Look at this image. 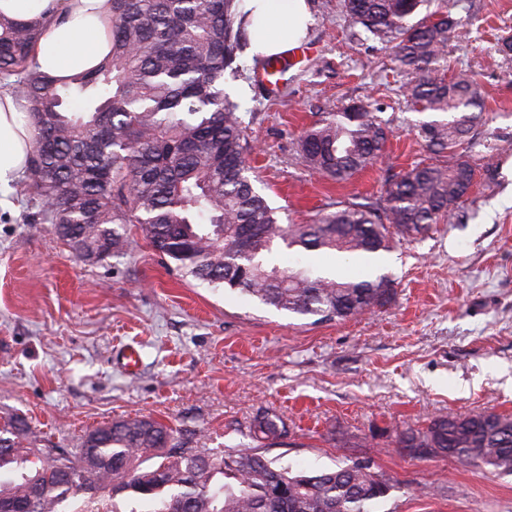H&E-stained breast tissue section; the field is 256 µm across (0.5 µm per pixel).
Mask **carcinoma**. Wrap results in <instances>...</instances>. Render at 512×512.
<instances>
[{"mask_svg": "<svg viewBox=\"0 0 512 512\" xmlns=\"http://www.w3.org/2000/svg\"><path fill=\"white\" fill-rule=\"evenodd\" d=\"M428 0H345L352 21L384 43L410 76L407 93L425 112L428 146L448 163L420 162L388 183L384 214L337 203L311 224H281L247 175L238 105L225 92L247 47L240 0H112L111 53L60 83L41 72L34 48L44 21L0 16V84L27 102L34 130L24 195L26 220L50 224L85 262L125 253L127 225L186 277L238 291L315 322H344L390 304L386 277L346 279L271 261L277 241L360 263L390 248L392 234H423L447 221L469 195L475 168L471 135L482 103L473 80L447 78L448 42L459 22L413 18ZM359 101L329 113L300 138L302 161L343 182L378 161L387 130ZM255 434L275 442L283 420L267 414ZM26 421L0 426V512H65L78 495L86 508L106 493L129 512H369L389 491L365 462L293 471L257 453L196 448L150 417L122 418L88 432L79 448H26ZM413 457L446 456L463 466L512 473V415L475 412L435 418L401 434ZM156 460L150 467L141 464Z\"/></svg>", "mask_w": 512, "mask_h": 512, "instance_id": "1", "label": "carcinoma"}]
</instances>
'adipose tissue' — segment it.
Listing matches in <instances>:
<instances>
[{
  "label": "adipose tissue",
  "instance_id": "ef3b65f1",
  "mask_svg": "<svg viewBox=\"0 0 512 512\" xmlns=\"http://www.w3.org/2000/svg\"><path fill=\"white\" fill-rule=\"evenodd\" d=\"M245 2L251 55L276 56L305 37L311 21L307 0ZM0 16L19 23L46 18L34 58L42 71L59 79L93 68L110 51L111 0H0ZM32 139L22 101L0 92V195L27 172Z\"/></svg>",
  "mask_w": 512,
  "mask_h": 512
}]
</instances>
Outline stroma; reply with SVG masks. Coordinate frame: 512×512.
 <instances>
[{
	"label": "stroma",
	"mask_w": 512,
	"mask_h": 512,
	"mask_svg": "<svg viewBox=\"0 0 512 512\" xmlns=\"http://www.w3.org/2000/svg\"><path fill=\"white\" fill-rule=\"evenodd\" d=\"M301 62L275 90L249 54L225 90L238 103L257 184L283 224H306L340 202L383 207L388 179L444 162L417 136L429 113L405 95L391 46L367 38L344 0H309ZM464 28L448 73L475 78L485 111L476 140L497 150L494 170L448 222L394 239L376 257L396 300L361 318L315 323L237 292L182 278L131 228L128 253L76 260L50 225L0 207V423L26 419L34 439L78 447L90 430L150 416L202 448L258 453L308 471L370 462L391 488L375 512H512V475L419 459L400 435L430 419L475 410L512 414V0H451ZM376 103L389 132L370 169L336 183L303 164L298 137L328 112ZM140 352L127 372L123 345ZM280 415L277 444L255 438ZM254 429L261 439L273 443L282 436L285 424L276 414H267L257 420Z\"/></svg>",
	"instance_id": "1"
}]
</instances>
